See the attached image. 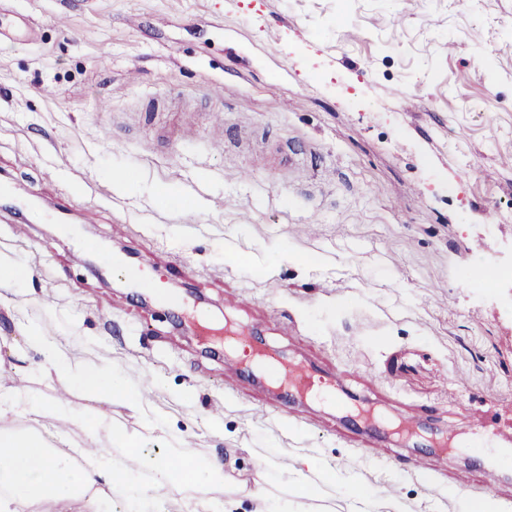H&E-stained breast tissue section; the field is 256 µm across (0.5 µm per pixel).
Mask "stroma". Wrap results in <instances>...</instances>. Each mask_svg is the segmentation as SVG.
Segmentation results:
<instances>
[{"instance_id": "35a3bbf8", "label": "stroma", "mask_w": 512, "mask_h": 512, "mask_svg": "<svg viewBox=\"0 0 512 512\" xmlns=\"http://www.w3.org/2000/svg\"><path fill=\"white\" fill-rule=\"evenodd\" d=\"M171 2L0 0V183L22 209H0V261L28 271L0 288V385L19 368L29 395L63 394L24 343L33 332L117 370L143 409L73 394L76 419L38 430L51 447L82 444L105 413L97 445L118 460L121 429L153 455L190 445L270 492L309 494L315 512H512V279L464 277L512 265L498 220L512 209V0ZM255 153L264 167L241 178ZM118 167L135 183L117 186ZM125 250L165 295L262 324L268 349L341 373L361 404L417 414L469 456L424 479L394 440L352 470L370 442L321 403L255 416L270 395L122 287ZM228 292L245 304L226 307ZM336 476L378 494L341 499Z\"/></svg>"}]
</instances>
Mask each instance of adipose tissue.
<instances>
[{
    "label": "adipose tissue",
    "mask_w": 512,
    "mask_h": 512,
    "mask_svg": "<svg viewBox=\"0 0 512 512\" xmlns=\"http://www.w3.org/2000/svg\"><path fill=\"white\" fill-rule=\"evenodd\" d=\"M26 342L41 353L45 370L62 378L70 389L104 397L118 394L129 407H137L136 396L111 368L66 358L33 334ZM3 444L11 452L0 455V512H22L23 506L39 501L66 507L93 493L98 496L96 512H112L114 494L133 504L136 512H159L161 495L172 489L192 492L195 512H232L235 506L234 500L215 495L224 485L221 467L199 460L190 448L174 457L146 459V467L153 472L146 482L134 468L119 466L106 449L78 467L71 453L51 448L33 433L1 430Z\"/></svg>",
    "instance_id": "1"
}]
</instances>
